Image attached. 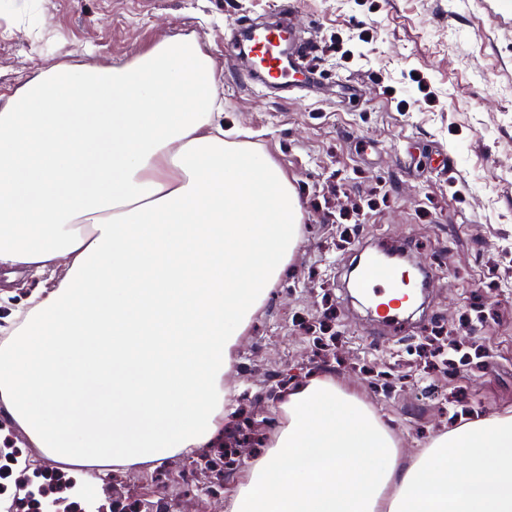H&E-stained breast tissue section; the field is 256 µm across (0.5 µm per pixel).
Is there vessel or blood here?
Segmentation results:
<instances>
[{
    "instance_id": "vessel-or-blood-1",
    "label": "vessel or blood",
    "mask_w": 512,
    "mask_h": 512,
    "mask_svg": "<svg viewBox=\"0 0 512 512\" xmlns=\"http://www.w3.org/2000/svg\"><path fill=\"white\" fill-rule=\"evenodd\" d=\"M292 42L295 54H302L305 46L296 41L287 19L264 26L261 34L253 40L250 55L256 65L262 84L269 88H284L288 85V63L282 55L281 45ZM357 286L372 304L376 314L383 320L394 321L414 283L408 272L381 263L377 256L366 255L357 279Z\"/></svg>"
}]
</instances>
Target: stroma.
I'll return each instance as SVG.
<instances>
[{"mask_svg": "<svg viewBox=\"0 0 512 512\" xmlns=\"http://www.w3.org/2000/svg\"><path fill=\"white\" fill-rule=\"evenodd\" d=\"M283 10L309 52L296 84L267 89L235 29ZM174 36L216 60L225 128L284 169L303 224L234 349L221 434L106 471L109 497L224 512L284 393L313 375L355 385L407 459L460 416L512 412V17L495 0H0V95L55 63L109 67ZM391 244L429 278L398 326L348 283L361 253ZM431 337L443 355L425 352Z\"/></svg>", "mask_w": 512, "mask_h": 512, "instance_id": "1", "label": "stroma"}]
</instances>
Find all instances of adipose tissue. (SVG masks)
<instances>
[{
  "label": "adipose tissue",
  "instance_id": "ef3b65f1",
  "mask_svg": "<svg viewBox=\"0 0 512 512\" xmlns=\"http://www.w3.org/2000/svg\"><path fill=\"white\" fill-rule=\"evenodd\" d=\"M220 78L193 37L109 68L56 64L0 103V268L65 266L0 325V413L81 468L162 462L224 424L239 336L293 255L284 170L224 139ZM226 512H512V415L435 437L409 463L360 391H289Z\"/></svg>",
  "mask_w": 512,
  "mask_h": 512
}]
</instances>
